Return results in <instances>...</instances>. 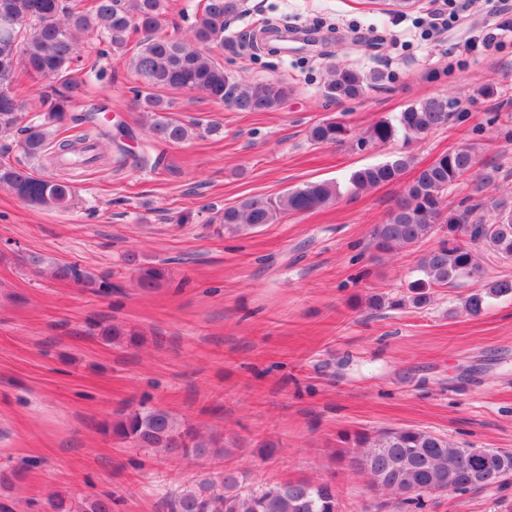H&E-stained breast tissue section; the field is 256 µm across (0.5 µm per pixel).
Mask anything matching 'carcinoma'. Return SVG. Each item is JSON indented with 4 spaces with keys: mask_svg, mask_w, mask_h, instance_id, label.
<instances>
[{
    "mask_svg": "<svg viewBox=\"0 0 512 512\" xmlns=\"http://www.w3.org/2000/svg\"><path fill=\"white\" fill-rule=\"evenodd\" d=\"M0 0V138L17 134L21 158L6 160L12 146L0 147V187L18 192L30 204L67 209L74 191L65 178L46 177L31 169L35 161L71 156V169L94 161H80L97 143L82 131L73 138L59 130L92 121L72 109L84 93L81 37L93 34L104 45L103 56L113 57L138 78L133 87L140 112L158 139L182 143L200 131H217L213 124L185 123L170 115L161 89L199 92L217 104L240 112H273L291 92L284 80L245 81L228 72L212 49L224 46V33L240 13L241 0H202L185 38L163 33L169 0ZM42 82L40 108L26 112L17 95L20 74ZM383 74H365L340 62L326 65L324 93L330 100L354 99L382 81ZM453 102L429 97L392 117L377 120L358 135L348 125L324 120L313 125L308 137L317 144H340L354 137L363 147L387 143L398 134L419 138L446 124ZM410 158L397 156L362 168L350 177L355 191L399 178ZM476 165L468 147L441 155L420 169L385 222L374 226L372 247L389 253L415 246L433 236L437 244L420 259L417 278L409 285L410 302L420 308L435 288L456 287L479 277L475 248L483 246L499 257L512 259V210L494 206L485 219L476 216L481 203L460 202L445 214L448 186L471 173ZM339 187L328 181L303 184L274 197L254 196L224 208L219 224L228 233L274 224L290 214L324 208L339 198ZM138 285L151 291L166 281L162 263H141L129 258ZM25 263L51 278L71 282L86 293L105 297L112 282L74 262L29 255ZM512 295V278L490 280L462 300L463 310L480 315L491 299ZM98 335L110 344H138L140 333L119 322L101 323ZM103 433L147 451L183 458L209 459L224 454L223 445L193 426L180 423L166 409L141 404L104 424ZM338 459L368 476L369 485L383 490L391 501L379 508L395 512H428L432 490L466 494L498 487L512 474V452L499 448H470L416 428H393L377 433L343 431L338 435ZM110 494L86 497L76 503L57 495L46 501V512H113ZM170 512H339L336 486L330 479L264 483L254 487L234 471L218 482L186 487L174 495Z\"/></svg>",
    "mask_w": 512,
    "mask_h": 512,
    "instance_id": "obj_1",
    "label": "carcinoma"
}]
</instances>
